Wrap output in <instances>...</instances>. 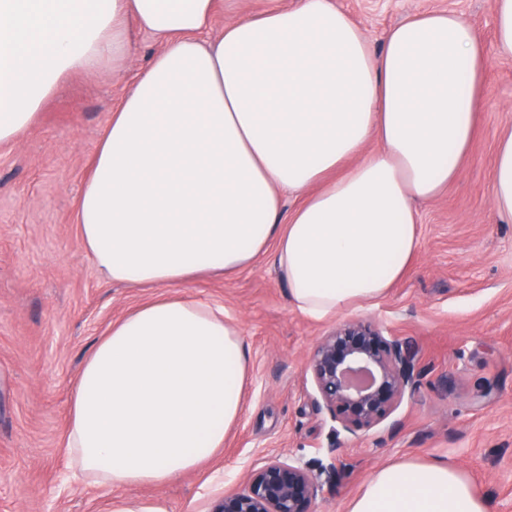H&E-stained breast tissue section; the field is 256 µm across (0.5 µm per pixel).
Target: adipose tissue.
Here are the masks:
<instances>
[{"mask_svg":"<svg viewBox=\"0 0 512 512\" xmlns=\"http://www.w3.org/2000/svg\"><path fill=\"white\" fill-rule=\"evenodd\" d=\"M215 0H0V144L72 74L122 68L132 30L160 49L113 112L76 205L106 281L163 288L275 247L313 319L382 297L419 245L417 205L461 171L489 65L460 14L406 18L374 49L335 0L209 27ZM298 205L284 211L285 196ZM512 219V132L492 170ZM250 350L223 308L161 296L95 343L69 405L67 465L111 487L165 485L224 446ZM347 512H489L443 459L378 468Z\"/></svg>","mask_w":512,"mask_h":512,"instance_id":"adipose-tissue-1","label":"adipose tissue"}]
</instances>
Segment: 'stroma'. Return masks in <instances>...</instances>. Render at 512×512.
<instances>
[{"instance_id": "1", "label": "stroma", "mask_w": 512, "mask_h": 512, "mask_svg": "<svg viewBox=\"0 0 512 512\" xmlns=\"http://www.w3.org/2000/svg\"><path fill=\"white\" fill-rule=\"evenodd\" d=\"M296 0H218L209 39L226 25ZM381 48L404 17L454 11L494 47L491 0H335ZM158 45L134 32L125 65L70 77L36 125L0 145V512H106L109 501L211 512L268 458L312 469L333 463L319 512H347L380 466L447 460L512 512V223L492 209L496 144L512 130V59L493 55L468 157L459 178L418 207L420 243L405 276L378 300L346 310L419 352L416 390L375 430L335 434L314 402L308 359L337 322L292 307L266 254L224 278L169 286L172 294L223 307L251 352L245 408L224 448L166 485L90 486L67 476L64 439L72 389L99 336L156 296L103 280L83 249L76 201L113 112Z\"/></svg>"}]
</instances>
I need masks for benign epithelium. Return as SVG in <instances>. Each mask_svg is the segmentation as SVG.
<instances>
[{"label": "benign epithelium", "instance_id": "benign-epithelium-1", "mask_svg": "<svg viewBox=\"0 0 512 512\" xmlns=\"http://www.w3.org/2000/svg\"><path fill=\"white\" fill-rule=\"evenodd\" d=\"M308 367L317 403L354 437L385 421L415 391L420 374L411 344L363 318L336 324L316 345ZM322 475L331 483L339 472L333 464L314 474L298 460L269 459L250 470L243 489L225 494L214 512H317Z\"/></svg>", "mask_w": 512, "mask_h": 512}]
</instances>
